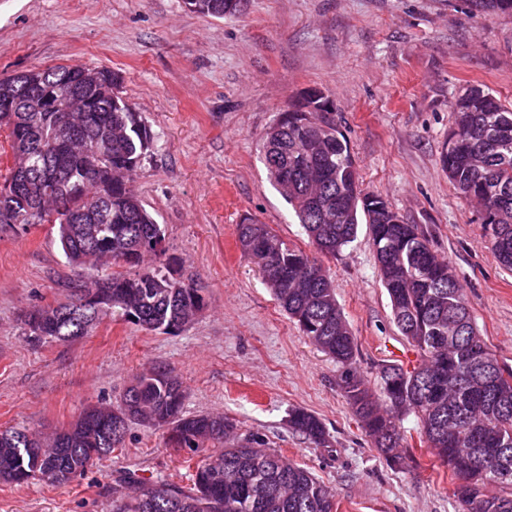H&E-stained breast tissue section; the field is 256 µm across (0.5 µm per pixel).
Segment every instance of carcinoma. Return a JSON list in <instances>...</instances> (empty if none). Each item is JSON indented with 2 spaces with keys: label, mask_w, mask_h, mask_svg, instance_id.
Segmentation results:
<instances>
[{
  "label": "carcinoma",
  "mask_w": 512,
  "mask_h": 512,
  "mask_svg": "<svg viewBox=\"0 0 512 512\" xmlns=\"http://www.w3.org/2000/svg\"><path fill=\"white\" fill-rule=\"evenodd\" d=\"M238 2L185 0L190 10L218 18L239 11ZM468 2L475 11L512 13V0ZM119 83L117 74L92 64L0 79V129L13 158L0 187L15 186V195H0V225L54 224L69 264L114 268L90 285L71 281L63 300L27 312L36 317L33 327L24 322L32 343L87 336L107 317L176 333L204 308L199 289L175 278L170 261L118 271L166 254L160 225L132 187L153 137L120 95ZM73 88L87 99L74 112L42 111L32 98L39 89L66 105ZM329 103L321 91H306L297 111L276 120L262 143L269 179L313 250L288 244L252 219L238 225V246L257 264L278 306L339 365L343 397L387 463L407 466L399 451L401 421L413 414L431 454L448 466L461 512H512V368L498 363L478 336L452 267L438 259L425 232L405 223L381 196L360 189ZM450 109L454 121L441 167L460 197L489 200L491 210L482 217L488 244L512 270V107L472 86L450 101ZM64 127L75 137L62 147ZM361 224L369 229L393 322L420 355L411 370L381 365L377 394L355 368L356 338L322 262L354 242ZM475 346L486 349L492 369L472 355ZM185 398L178 374L159 365L136 376L118 404L83 411L48 446L26 428L0 429V483L66 484L123 448L130 424L162 429L168 423L191 452L192 485L131 475L125 484L141 488V497L129 498L116 486L106 512H333V495L311 471L262 450L259 434H239L227 416L185 413ZM288 427L317 448L329 447L325 424L312 412L290 409Z\"/></svg>",
  "instance_id": "cac0c4a2"
}]
</instances>
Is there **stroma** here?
Returning a JSON list of instances; mask_svg holds the SVG:
<instances>
[{
  "label": "stroma",
  "instance_id": "stroma-1",
  "mask_svg": "<svg viewBox=\"0 0 512 512\" xmlns=\"http://www.w3.org/2000/svg\"><path fill=\"white\" fill-rule=\"evenodd\" d=\"M81 63L117 73L150 128L153 147L133 187L165 234L177 278L200 288L205 306L177 333L107 318L70 342H29L24 314L97 269L75 273L50 225L0 230V429L51 436L164 364L184 383L187 413L223 414L240 432L262 434L328 487L336 512H458L448 469L416 417L403 422L413 461L391 468L355 422L339 366L281 310L236 235L249 217L309 249L260 144L293 99L320 90L361 189L424 230L453 267L480 336L512 367V271L440 164L453 95L482 85L512 107V14L476 12L467 0H248L224 18L193 13L184 0H0V77ZM323 263L368 385L377 387L384 362H416L392 321L367 228ZM292 407L322 419L329 447L289 430ZM187 458L164 430L133 424L122 450L70 483H0V512H104L130 472L189 486Z\"/></svg>",
  "mask_w": 512,
  "mask_h": 512
}]
</instances>
